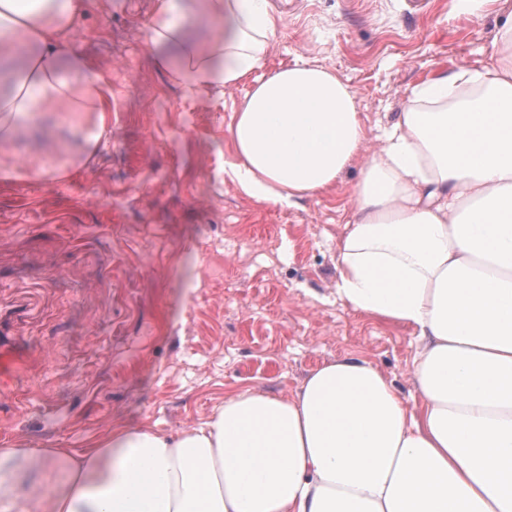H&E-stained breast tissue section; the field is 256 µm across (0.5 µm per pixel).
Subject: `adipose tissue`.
Masks as SVG:
<instances>
[{
    "instance_id": "1",
    "label": "adipose tissue",
    "mask_w": 512,
    "mask_h": 512,
    "mask_svg": "<svg viewBox=\"0 0 512 512\" xmlns=\"http://www.w3.org/2000/svg\"><path fill=\"white\" fill-rule=\"evenodd\" d=\"M85 2L0 0V41L34 47L0 98V139L42 112L109 111L106 69L73 45ZM279 22L266 0H154L145 29L186 99L250 83L224 163L246 195L292 208L359 165L336 301L422 338L417 403L346 356L288 398L239 389L173 436L1 447L0 512H512V13L483 63L415 85L375 140L325 66L299 57L254 80ZM56 468L49 492L19 494Z\"/></svg>"
}]
</instances>
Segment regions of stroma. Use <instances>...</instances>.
<instances>
[{
  "label": "stroma",
  "mask_w": 512,
  "mask_h": 512,
  "mask_svg": "<svg viewBox=\"0 0 512 512\" xmlns=\"http://www.w3.org/2000/svg\"><path fill=\"white\" fill-rule=\"evenodd\" d=\"M282 18L260 71L296 57L351 87L370 132L395 121L413 86L486 57L511 7L433 0H268ZM152 0H87L78 50L107 69L112 107L94 152L92 112L23 120L0 167V302L22 378L0 402V442L80 450L117 426L174 435L241 387L288 397L322 364L360 355L407 405L422 342L336 303L337 241L358 168L295 208L256 201L224 179L229 127L246 89L184 99L157 70L144 23Z\"/></svg>",
  "instance_id": "stroma-1"
}]
</instances>
